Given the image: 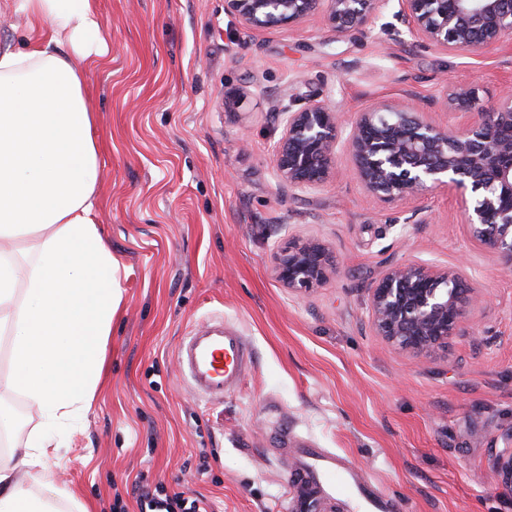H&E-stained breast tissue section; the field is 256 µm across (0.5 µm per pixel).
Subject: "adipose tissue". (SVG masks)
<instances>
[{"mask_svg":"<svg viewBox=\"0 0 512 512\" xmlns=\"http://www.w3.org/2000/svg\"><path fill=\"white\" fill-rule=\"evenodd\" d=\"M28 38L0 49V335L14 385L51 424L85 415L97 395L119 264L98 228L96 114L86 75L102 49L95 0H10ZM43 434L0 461V512H90L58 485ZM39 467L40 489L19 473Z\"/></svg>","mask_w":512,"mask_h":512,"instance_id":"adipose-tissue-1","label":"adipose tissue"}]
</instances>
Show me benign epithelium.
Wrapping results in <instances>:
<instances>
[{"mask_svg": "<svg viewBox=\"0 0 512 512\" xmlns=\"http://www.w3.org/2000/svg\"><path fill=\"white\" fill-rule=\"evenodd\" d=\"M390 0H224V11L250 31L319 18L336 38L369 26ZM403 27L380 26L385 39L405 37L425 49L474 52L512 35V0H395ZM443 106L469 115L462 127L434 122L414 102L380 101L356 113L350 125L315 96L280 101L281 136L274 154L280 184L315 189L333 174L340 142L348 144L364 188L387 199L421 195L442 183L470 189L467 229L472 240L512 269V94L490 112L476 108L473 89L458 88ZM332 260L324 244L292 240L277 258L275 274L302 293L324 283ZM482 303L460 267L414 263L386 268L370 294L377 336L415 356H428L464 334L468 309Z\"/></svg>", "mask_w": 512, "mask_h": 512, "instance_id": "obj_1", "label": "benign epithelium"}]
</instances>
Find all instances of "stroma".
I'll list each match as a JSON object with an SVG mask.
<instances>
[{"mask_svg":"<svg viewBox=\"0 0 512 512\" xmlns=\"http://www.w3.org/2000/svg\"><path fill=\"white\" fill-rule=\"evenodd\" d=\"M106 54L91 68L98 116L100 231L120 264L123 303L112 321L94 406L72 430L48 428L13 387L0 337V396L21 424L0 445L47 431L57 479L112 512H139V475L208 512H276L292 448L313 441L351 462L404 512H512L495 462L512 446V271L473 243L470 191L429 189L401 201L370 195L347 150L322 187L281 190L275 101L320 96L343 121L381 100L415 99L443 126V87L474 89L492 107L512 89V36L471 55L379 39H335L319 19L249 31L224 0H97ZM417 213L418 223H406ZM324 243L336 270L309 292L273 270L290 238ZM464 266L486 297L467 335L416 357L375 336L369 293L396 263ZM213 316L235 324L255 362L222 403L183 382L182 336ZM209 467L199 470L200 454Z\"/></svg>","mask_w":512,"mask_h":512,"instance_id":"1","label":"stroma"}]
</instances>
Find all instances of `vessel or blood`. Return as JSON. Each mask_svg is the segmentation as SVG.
I'll list each match as a JSON object with an SVG mask.
<instances>
[{
  "label": "vessel or blood",
  "mask_w": 512,
  "mask_h": 512,
  "mask_svg": "<svg viewBox=\"0 0 512 512\" xmlns=\"http://www.w3.org/2000/svg\"><path fill=\"white\" fill-rule=\"evenodd\" d=\"M183 379L205 402L223 400L235 389L251 362L248 342L235 327L215 318L192 329L177 346ZM296 479L280 512H331L337 495H347L353 512H397L399 505L365 483L347 460L325 448L304 445L294 452Z\"/></svg>",
  "instance_id": "b4317fda"
}]
</instances>
